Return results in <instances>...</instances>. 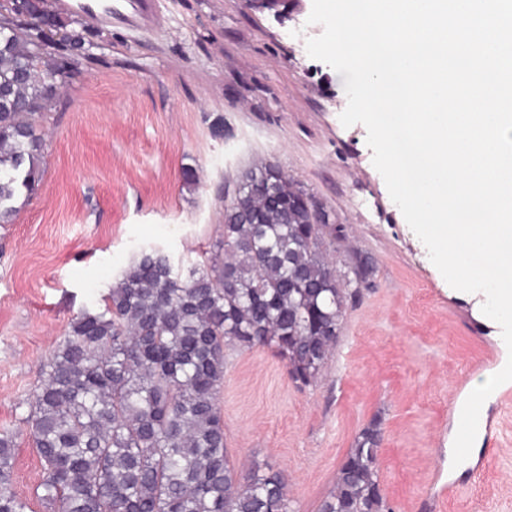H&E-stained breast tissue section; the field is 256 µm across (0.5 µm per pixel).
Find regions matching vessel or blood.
Segmentation results:
<instances>
[{
	"mask_svg": "<svg viewBox=\"0 0 512 512\" xmlns=\"http://www.w3.org/2000/svg\"><path fill=\"white\" fill-rule=\"evenodd\" d=\"M154 0H59V8L83 18L109 24L120 22L132 27L150 28L158 19Z\"/></svg>",
	"mask_w": 512,
	"mask_h": 512,
	"instance_id": "obj_1",
	"label": "vessel or blood"
}]
</instances>
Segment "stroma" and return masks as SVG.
Returning <instances> with one entry per match:
<instances>
[{"instance_id":"stroma-1","label":"stroma","mask_w":512,"mask_h":512,"mask_svg":"<svg viewBox=\"0 0 512 512\" xmlns=\"http://www.w3.org/2000/svg\"><path fill=\"white\" fill-rule=\"evenodd\" d=\"M312 0H157L158 26L80 20L87 47L40 122L41 180L0 224V430H16L43 361L85 308L101 304L134 253L174 264L215 254L241 173L271 163L341 227L333 254L373 272L347 306L317 384L297 388L265 348L226 350L219 405L240 466L282 471L294 512H319L360 431L379 421L378 475L393 512H512V404L499 437L452 467L456 384L506 360L483 294L449 286L391 200L364 125L340 122L344 78L311 58ZM27 437L12 488L44 512Z\"/></svg>"}]
</instances>
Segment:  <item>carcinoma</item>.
I'll list each match as a JSON object with an SVG mask.
<instances>
[{"instance_id": "cac0c4a2", "label": "carcinoma", "mask_w": 512, "mask_h": 512, "mask_svg": "<svg viewBox=\"0 0 512 512\" xmlns=\"http://www.w3.org/2000/svg\"><path fill=\"white\" fill-rule=\"evenodd\" d=\"M0 24V224L39 179L37 122L70 62L37 41L34 18L70 21L48 0ZM277 166L242 172L224 207L220 252L181 271L143 248L43 363L22 423L37 449L45 512H293L284 476L231 461L218 394L225 351L267 348L299 387L334 350L345 306L368 284L332 258L337 224ZM380 423L361 430L319 512H391L378 480ZM16 433L0 431V512H27L11 488Z\"/></svg>"}]
</instances>
